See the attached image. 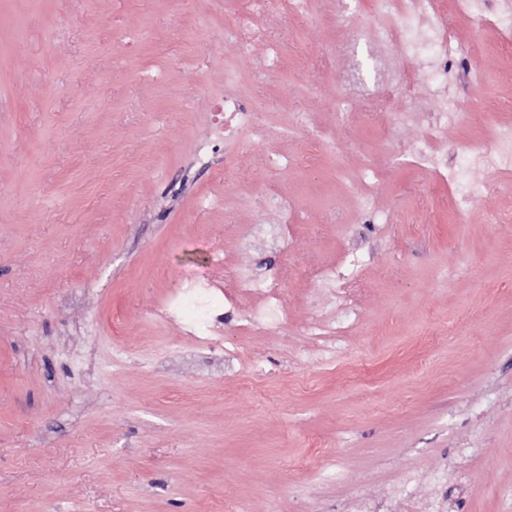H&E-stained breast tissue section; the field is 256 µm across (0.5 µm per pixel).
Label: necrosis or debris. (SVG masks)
Returning a JSON list of instances; mask_svg holds the SVG:
<instances>
[{
	"mask_svg": "<svg viewBox=\"0 0 512 512\" xmlns=\"http://www.w3.org/2000/svg\"><path fill=\"white\" fill-rule=\"evenodd\" d=\"M492 2L373 0L374 11L386 18L385 26L374 29L362 20H348L350 34L342 45V52L353 54L356 44L368 39L387 45L395 59L415 55L424 49L434 57L430 75L435 83L440 84L448 78V51L452 46L447 13L464 18L479 15L486 24L496 26L501 18ZM420 13L425 14L427 24L418 31H411L410 24ZM341 77L350 86L353 99H366L372 103L377 119L384 122L386 128L408 123L421 126L423 134L408 153L411 163L430 172L438 180L454 183L455 167L443 148L448 130L447 112H394V101L411 96L415 90L413 81L404 75L371 88L361 87L352 70H343ZM214 117L215 127L224 128L231 135L248 133L261 138L266 134V127L257 114L246 110L231 95L225 97ZM492 138V145L474 142L459 146L457 152L499 168H511L512 123L495 124ZM254 294L260 295L261 301L247 311V324L270 332L278 330L286 321L287 312L283 289L277 278L256 277L236 271L228 272L224 277L207 270L184 272L168 301L152 308L150 315L165 321H181L184 336L201 347L211 349L220 340L218 327L225 309L237 307L244 298Z\"/></svg>",
	"mask_w": 512,
	"mask_h": 512,
	"instance_id": "1",
	"label": "necrosis or debris"
}]
</instances>
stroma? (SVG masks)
I'll list each match as a JSON object with an SVG mask.
<instances>
[{
	"mask_svg": "<svg viewBox=\"0 0 512 512\" xmlns=\"http://www.w3.org/2000/svg\"><path fill=\"white\" fill-rule=\"evenodd\" d=\"M358 12L385 23L370 0H311L302 22L285 0H0V512H512V198L469 195L500 180L485 163L437 182L364 109L337 124ZM448 22L512 94V48ZM464 66L441 88L406 58L416 95L394 105L452 100V149L501 117ZM227 95L264 139L218 141ZM301 116L324 141L297 167ZM366 160L390 223L336 177ZM270 192L291 240L265 231ZM346 250L364 266L340 306L313 270ZM201 266L278 274L281 334L229 312L230 361L147 316ZM264 207L274 211L285 218V223L279 224V233L283 237L288 232V236L291 234L292 222L294 221V213L290 201L287 202L275 193H268L263 198Z\"/></svg>",
	"mask_w": 512,
	"mask_h": 512,
	"instance_id": "stroma-1",
	"label": "stroma"
}]
</instances>
